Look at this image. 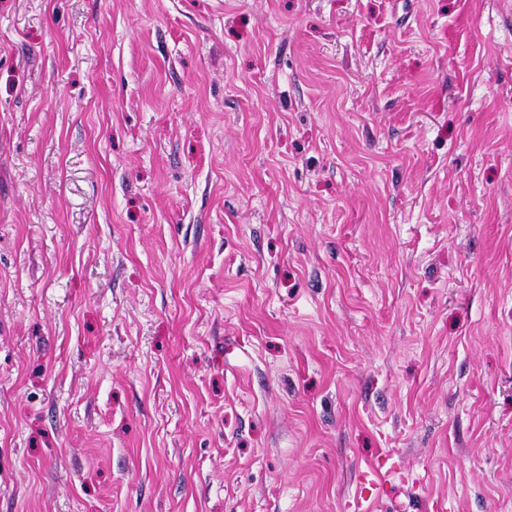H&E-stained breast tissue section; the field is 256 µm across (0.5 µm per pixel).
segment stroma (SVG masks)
<instances>
[{"mask_svg": "<svg viewBox=\"0 0 512 512\" xmlns=\"http://www.w3.org/2000/svg\"><path fill=\"white\" fill-rule=\"evenodd\" d=\"M361 495L512 512V0H0V512Z\"/></svg>", "mask_w": 512, "mask_h": 512, "instance_id": "1", "label": "stroma"}]
</instances>
